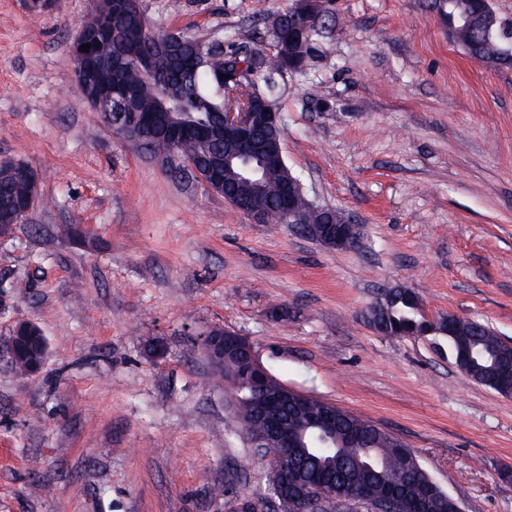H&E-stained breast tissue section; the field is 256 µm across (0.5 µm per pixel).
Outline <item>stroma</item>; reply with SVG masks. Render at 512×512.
Segmentation results:
<instances>
[{
    "label": "stroma",
    "instance_id": "35a3bbf8",
    "mask_svg": "<svg viewBox=\"0 0 512 512\" xmlns=\"http://www.w3.org/2000/svg\"><path fill=\"white\" fill-rule=\"evenodd\" d=\"M290 0H140L152 30L256 47ZM90 0H0V157L40 185L0 238V341L21 321L43 371L0 359V512H225L265 492L204 355L247 337L288 388L395 435L462 512H512V397L432 338L364 314L389 288L512 344V69L448 41L429 0H334L336 26L277 102L289 168L365 227L358 250L253 224L103 125L67 43ZM86 228L72 241L69 225ZM286 310L273 320L272 309ZM167 347L146 356L147 339Z\"/></svg>",
    "mask_w": 512,
    "mask_h": 512
}]
</instances>
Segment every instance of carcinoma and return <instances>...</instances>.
<instances>
[{
  "instance_id": "carcinoma-1",
  "label": "carcinoma",
  "mask_w": 512,
  "mask_h": 512,
  "mask_svg": "<svg viewBox=\"0 0 512 512\" xmlns=\"http://www.w3.org/2000/svg\"><path fill=\"white\" fill-rule=\"evenodd\" d=\"M434 8L448 28L450 44L486 67L512 68V52L504 46L499 25L486 12L484 0H434ZM141 13L139 0H122L116 4L111 22L117 28L137 26L141 23ZM286 18L287 11L277 13L268 21L264 44L240 55H227L223 44H205L180 31L148 35L146 51L161 55L166 81L172 82L180 93L179 107L173 113L161 110L165 81L149 82L137 66L131 65L115 75L106 70L104 77L129 89L134 98L133 110L125 112L118 108L102 114L99 120L127 141L168 163L172 157L180 156L193 159L201 170L224 166V112L228 94L243 99L255 95L265 102L267 110L279 111L276 77L286 72H304L317 58L320 41L333 32L332 0H323L303 50L289 57L288 66L283 62L280 48ZM222 74L227 78H220ZM33 177L35 172L26 163L0 161V220L4 224L28 220L22 205L30 194ZM266 183L267 191L258 199L249 181L241 177L239 170L232 169L224 171L222 189L246 206L264 209L270 224L282 223L277 202L287 192L293 195L297 219L303 224L317 227L337 224L343 219V213L338 210L310 205L274 173L268 174ZM367 320L385 336L428 333L447 344L454 360L461 349L470 350V360L459 368L483 385L497 375L502 362L512 358V347L478 320L440 316L426 323L420 313L418 296L405 288L386 291L368 308ZM47 353V338L41 335L37 336L36 344H24L19 350L23 361H35L41 367ZM213 374L226 390L238 391L241 397L236 416L238 428L245 434L254 433L263 407L279 394L278 387L271 385L256 391L243 380L232 385L221 371L215 370ZM282 403L288 428L302 427L305 412L299 403L288 397L282 398ZM336 415V468H330L328 454L315 447L318 430L313 427L307 429L306 447L298 453L292 455L287 448L277 450L282 465H296L300 485L318 476L335 486L338 495L356 487L366 491V498L376 499L386 486L398 484L407 501L419 503L418 512H448V494L428 486L425 469L401 440L352 412L338 409Z\"/></svg>"
}]
</instances>
